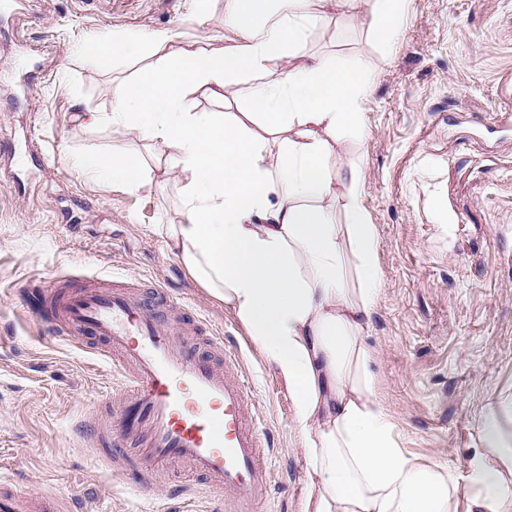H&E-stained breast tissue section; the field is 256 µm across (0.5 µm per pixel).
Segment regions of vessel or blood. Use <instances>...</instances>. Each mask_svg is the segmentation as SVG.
I'll return each mask as SVG.
<instances>
[{
    "mask_svg": "<svg viewBox=\"0 0 512 512\" xmlns=\"http://www.w3.org/2000/svg\"><path fill=\"white\" fill-rule=\"evenodd\" d=\"M29 304L55 337L103 341L122 376L107 432L137 441L138 468L185 464L207 483L221 512H257L271 492L263 464L268 434L233 358L213 360L188 339L184 304L163 291L142 296L117 287L68 294L54 280L33 292ZM0 512H75V504L58 492L23 490L0 468Z\"/></svg>",
    "mask_w": 512,
    "mask_h": 512,
    "instance_id": "1",
    "label": "vessel or blood"
}]
</instances>
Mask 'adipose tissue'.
Segmentation results:
<instances>
[{
  "label": "adipose tissue",
  "mask_w": 512,
  "mask_h": 512,
  "mask_svg": "<svg viewBox=\"0 0 512 512\" xmlns=\"http://www.w3.org/2000/svg\"><path fill=\"white\" fill-rule=\"evenodd\" d=\"M332 7L368 23L389 49L409 0H225L217 45L185 42L136 80L113 83L107 120L170 151L169 170L184 182L171 246L288 390L307 462L301 512H456L466 495L475 512H512V430L498 418L512 412V396L485 417L462 479L402 451L376 394L362 333L382 271L357 170L345 223L331 206L336 147L364 137L374 74L300 51ZM233 87L245 111L185 107L190 91L220 100ZM80 166L132 187L143 172L130 142Z\"/></svg>",
  "instance_id": "adipose-tissue-1"
}]
</instances>
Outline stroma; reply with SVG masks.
<instances>
[{"mask_svg":"<svg viewBox=\"0 0 512 512\" xmlns=\"http://www.w3.org/2000/svg\"><path fill=\"white\" fill-rule=\"evenodd\" d=\"M0 0V466L26 489L53 488L81 512H200L174 498L192 484L184 465L162 480L97 465L84 436L108 423L120 376L88 338L56 340L26 304L48 278L80 288L93 278L160 288L224 338L270 432L272 494L260 512H299L306 460L291 403L234 315L169 249L162 227L183 220V183L166 150L139 141L135 189L80 171L129 132L79 124L112 110L114 81L134 79L155 50L92 60L91 43L125 46L169 31L210 45L224 0ZM392 52L368 26L329 11L302 52L364 63L374 73L366 135L336 150L357 168L378 230L382 285L364 330L377 393L406 452L465 468L481 448L489 409L512 395V0H410ZM445 210H438L436 200Z\"/></svg>","mask_w":512,"mask_h":512,"instance_id":"stroma-1","label":"stroma"}]
</instances>
